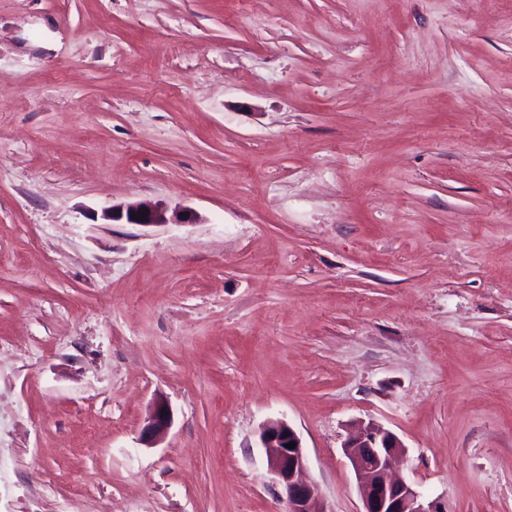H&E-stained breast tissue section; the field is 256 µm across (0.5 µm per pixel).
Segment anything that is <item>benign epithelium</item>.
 Wrapping results in <instances>:
<instances>
[{
  "label": "benign epithelium",
  "mask_w": 512,
  "mask_h": 512,
  "mask_svg": "<svg viewBox=\"0 0 512 512\" xmlns=\"http://www.w3.org/2000/svg\"><path fill=\"white\" fill-rule=\"evenodd\" d=\"M135 220L130 214L141 215ZM101 217L109 224H194L197 215L186 207H169L159 202L113 204L102 209ZM172 422L168 404L157 400L141 432V441L155 444L167 434ZM267 464L276 484L284 491L288 512H332L319 486L304 478L307 456L296 431L284 421L268 423L260 434ZM295 443V448L287 444ZM350 463L362 501L361 512H447L439 500H430L416 486L394 471L395 461L406 447L392 431L369 422L347 436L342 444Z\"/></svg>",
  "instance_id": "benign-epithelium-1"
}]
</instances>
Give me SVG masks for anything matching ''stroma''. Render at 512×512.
Segmentation results:
<instances>
[{
    "instance_id": "35a3bbf8",
    "label": "stroma",
    "mask_w": 512,
    "mask_h": 512,
    "mask_svg": "<svg viewBox=\"0 0 512 512\" xmlns=\"http://www.w3.org/2000/svg\"><path fill=\"white\" fill-rule=\"evenodd\" d=\"M274 420L512 512V0H0V512H288ZM143 209H147L148 215L143 220H135L131 213L141 215ZM101 217L106 224H138L143 226L160 224H196L197 215L186 207L175 206L170 208L165 203L159 202H131L124 204H112L102 209ZM171 422L172 417L168 404L161 399L157 400L145 419L140 440L150 444L160 442L166 436Z\"/></svg>"
}]
</instances>
